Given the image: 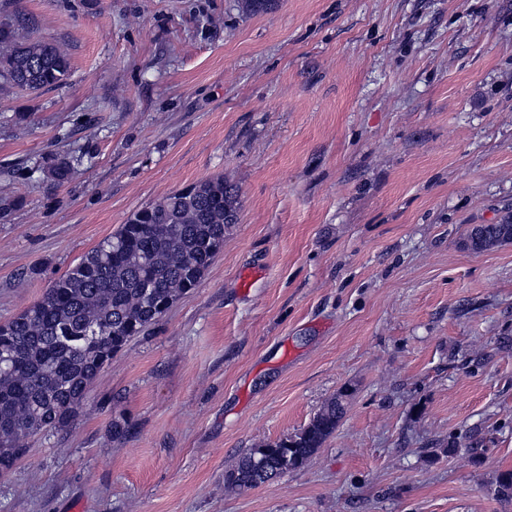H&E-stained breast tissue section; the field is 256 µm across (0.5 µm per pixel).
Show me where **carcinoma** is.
<instances>
[{"label":"carcinoma","instance_id":"carcinoma-1","mask_svg":"<svg viewBox=\"0 0 512 512\" xmlns=\"http://www.w3.org/2000/svg\"><path fill=\"white\" fill-rule=\"evenodd\" d=\"M68 53L47 38L0 22V93L40 94L65 83ZM52 178L74 174L60 158ZM237 186L210 177L134 212L59 276L42 298L0 325V474L28 450L31 438L58 431L76 417L112 356L197 287L224 247L226 212L238 215ZM512 241V224H480L464 246L481 251ZM343 391L301 432L253 448L224 477L249 490L307 464L336 430Z\"/></svg>","mask_w":512,"mask_h":512}]
</instances>
